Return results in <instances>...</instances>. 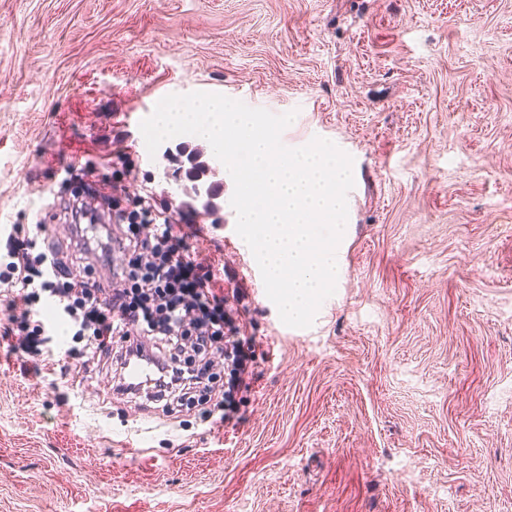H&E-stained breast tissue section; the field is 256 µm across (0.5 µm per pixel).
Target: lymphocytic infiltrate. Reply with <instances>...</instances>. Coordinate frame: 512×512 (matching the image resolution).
<instances>
[{
    "label": "lymphocytic infiltrate",
    "mask_w": 512,
    "mask_h": 512,
    "mask_svg": "<svg viewBox=\"0 0 512 512\" xmlns=\"http://www.w3.org/2000/svg\"><path fill=\"white\" fill-rule=\"evenodd\" d=\"M86 194L100 199L122 223L118 241L97 245V259L110 262L113 249L129 257L121 287L105 289L84 263V247H64L41 224L12 225L0 258V287L7 321L0 334L21 357V372L33 360L63 354L60 375L76 378L108 362L123 368L134 358L152 360L156 374L143 388L118 384L117 393L145 394L173 415L207 404L217 388L212 357L228 354L232 372L247 363L246 341L214 293L210 265L190 259L187 234L172 216L153 214L146 197L123 201L104 185ZM55 306L70 327L75 346L63 348L45 307Z\"/></svg>",
    "instance_id": "lymphocytic-infiltrate-1"
}]
</instances>
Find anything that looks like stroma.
I'll return each mask as SVG.
<instances>
[{
  "label": "stroma",
  "mask_w": 512,
  "mask_h": 512,
  "mask_svg": "<svg viewBox=\"0 0 512 512\" xmlns=\"http://www.w3.org/2000/svg\"><path fill=\"white\" fill-rule=\"evenodd\" d=\"M295 112L353 158L342 279L282 323L170 94ZM205 163L198 196L188 175ZM179 206L251 343L224 424L0 346V512H512V0H0V234L65 182Z\"/></svg>",
  "instance_id": "35a3bbf8"
}]
</instances>
